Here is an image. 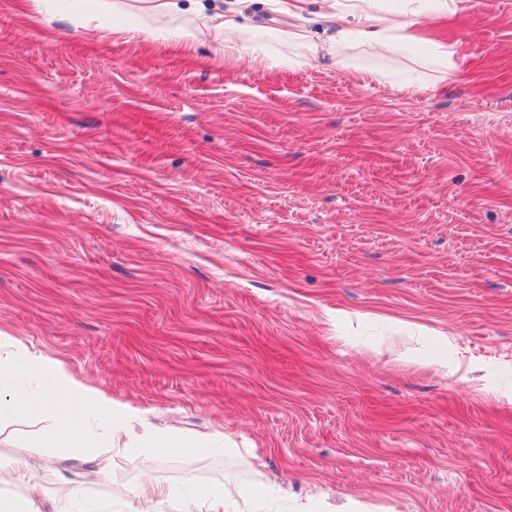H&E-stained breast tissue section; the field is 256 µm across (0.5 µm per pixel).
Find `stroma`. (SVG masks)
<instances>
[{
    "label": "stroma",
    "instance_id": "stroma-1",
    "mask_svg": "<svg viewBox=\"0 0 512 512\" xmlns=\"http://www.w3.org/2000/svg\"><path fill=\"white\" fill-rule=\"evenodd\" d=\"M245 16L250 65L0 0V334L140 411L109 479L44 461L41 512L149 470L240 512H512V0L426 21L452 70L298 64L295 19ZM43 426L0 423V462ZM144 448L149 457L186 451L211 452L213 449L203 441L186 440L165 434L153 435Z\"/></svg>",
    "mask_w": 512,
    "mask_h": 512
}]
</instances>
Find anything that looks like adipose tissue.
<instances>
[{"label": "adipose tissue", "mask_w": 512, "mask_h": 512, "mask_svg": "<svg viewBox=\"0 0 512 512\" xmlns=\"http://www.w3.org/2000/svg\"><path fill=\"white\" fill-rule=\"evenodd\" d=\"M42 13L61 10L73 23L92 20L106 10L133 16L134 24L125 26L128 36L144 29H156L158 23L188 18L184 28L165 31L166 42L188 45L209 41L216 57L232 52L234 61L250 58L248 47L238 38L245 26L242 13L221 9L215 0H35ZM323 18L331 32L319 43L309 39L304 29L283 31L286 42L300 46L306 55H337L347 42L369 45L381 55L397 54L424 47L439 64L453 67V53L447 40H423L415 32L419 18L448 19L454 16L461 0H401L398 8H389L384 0H323ZM26 376L37 383L35 391L24 397L11 392L14 378ZM40 415L50 421L49 428L36 446L24 455L0 463V512H40L41 495L36 469L46 454L67 452L88 460L100 473H107L112 447L125 437V426L137 415L136 408L112 399L104 390L88 385L72 375L54 359L19 350L11 360L0 361V419ZM14 487L23 488L20 497L11 496ZM129 512H235L232 502L218 486H201L183 493L165 479L152 478L130 492Z\"/></svg>", "instance_id": "1"}]
</instances>
